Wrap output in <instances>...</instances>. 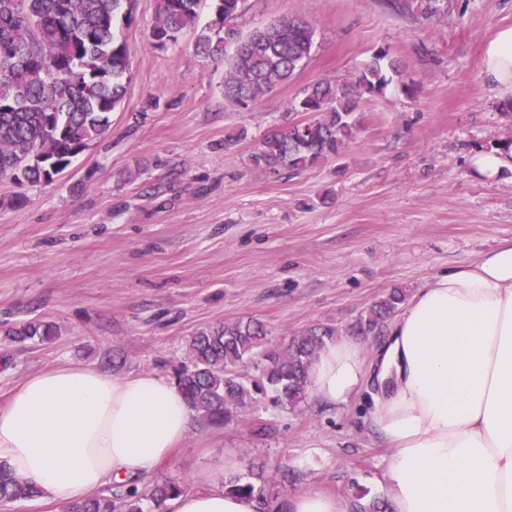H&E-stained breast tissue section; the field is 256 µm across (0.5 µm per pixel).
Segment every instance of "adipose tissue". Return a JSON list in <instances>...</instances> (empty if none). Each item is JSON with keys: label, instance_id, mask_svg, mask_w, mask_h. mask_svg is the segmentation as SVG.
<instances>
[{"label": "adipose tissue", "instance_id": "adipose-tissue-1", "mask_svg": "<svg viewBox=\"0 0 512 512\" xmlns=\"http://www.w3.org/2000/svg\"><path fill=\"white\" fill-rule=\"evenodd\" d=\"M486 84L512 92V26L484 47ZM382 392L368 413L393 454L382 474L393 512H512V242L430 281L393 321L367 369L359 344L322 350L310 392L326 405ZM175 382L85 365L26 379L0 408V463L61 512L109 482L150 473L186 437ZM175 512H255L222 489L185 492Z\"/></svg>", "mask_w": 512, "mask_h": 512}]
</instances>
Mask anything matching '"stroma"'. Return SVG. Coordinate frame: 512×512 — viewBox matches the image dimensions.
Returning <instances> with one entry per match:
<instances>
[{"label":"stroma","instance_id":"1","mask_svg":"<svg viewBox=\"0 0 512 512\" xmlns=\"http://www.w3.org/2000/svg\"><path fill=\"white\" fill-rule=\"evenodd\" d=\"M246 0L241 32L299 15L316 28L307 66L259 102L224 98V64L198 57L185 33L164 50L148 32L156 0H136L123 28L129 80L109 130L49 185L0 181V406L33 374L88 364L120 377L173 378L197 328L262 322L271 341L312 326L336 329L375 360L386 331L357 322L393 288L416 296L434 277L512 241V170L479 179L472 156L512 133L511 96L485 85V42L512 26V0ZM401 58L415 85L392 83L358 106L362 128L338 160L294 177L252 168V145L284 122L301 90L350 82L376 52ZM248 138L224 148V132ZM32 319L61 329L51 342L15 343L5 328ZM376 392L329 407L289 410L271 393L220 428L193 425L155 471L109 484L148 494L170 480L212 489L210 470L232 458L264 465L263 512L318 491L349 512L385 496L391 451L366 408Z\"/></svg>","mask_w":512,"mask_h":512}]
</instances>
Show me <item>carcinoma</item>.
I'll list each match as a JSON object with an SVG mask.
<instances>
[{
	"instance_id": "cac0c4a2",
	"label": "carcinoma",
	"mask_w": 512,
	"mask_h": 512,
	"mask_svg": "<svg viewBox=\"0 0 512 512\" xmlns=\"http://www.w3.org/2000/svg\"><path fill=\"white\" fill-rule=\"evenodd\" d=\"M241 0H210L213 19L199 28L201 0H156L151 46L177 43L187 30L198 31L196 53L225 62L224 97L236 104L261 99L286 83L311 58L315 27L298 17H283L249 34L230 25ZM135 21L134 0H0V179L50 184L82 150L110 126L122 103L131 47L121 29ZM403 76L385 51L373 55L352 82L322 80L305 87L292 104L305 117L290 119L266 134L248 155L249 164L270 174L298 175L345 154L357 141L364 95H380ZM392 289L359 320L374 331L407 301ZM60 327L35 319L4 335L23 343L50 341ZM336 335L331 327L311 328L274 344L258 320H237L196 330L189 340V362L176 383L190 410L208 427H221L249 407L253 390L268 387L278 403L294 410L305 400L319 352ZM250 362L254 373L237 367ZM227 492L264 498L263 470L236 474ZM182 493L172 482L156 483L149 500L155 512ZM41 497L38 488L0 464V503ZM67 512H144L143 497L129 490L115 501L100 493L75 502Z\"/></svg>"
}]
</instances>
